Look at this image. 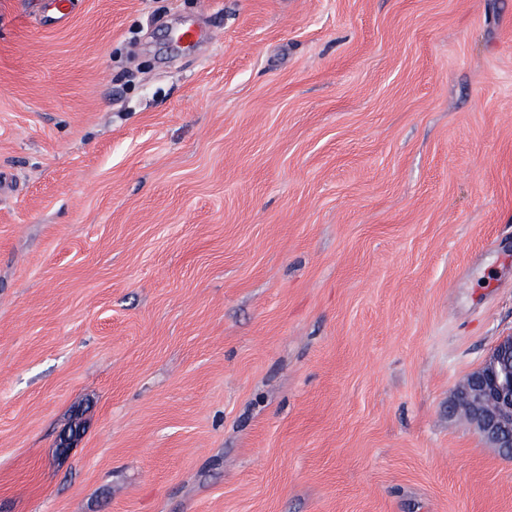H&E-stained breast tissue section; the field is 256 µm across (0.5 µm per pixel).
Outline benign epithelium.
Segmentation results:
<instances>
[{"label": "benign epithelium", "mask_w": 512, "mask_h": 512, "mask_svg": "<svg viewBox=\"0 0 512 512\" xmlns=\"http://www.w3.org/2000/svg\"><path fill=\"white\" fill-rule=\"evenodd\" d=\"M454 410L489 447L512 457V336L502 338L458 388Z\"/></svg>", "instance_id": "benign-epithelium-1"}]
</instances>
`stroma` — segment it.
Segmentation results:
<instances>
[{"label": "stroma", "mask_w": 512, "mask_h": 512, "mask_svg": "<svg viewBox=\"0 0 512 512\" xmlns=\"http://www.w3.org/2000/svg\"><path fill=\"white\" fill-rule=\"evenodd\" d=\"M73 3L0 0V512H512V0ZM454 410L490 448L512 457V336L502 338L458 388Z\"/></svg>", "instance_id": "stroma-1"}]
</instances>
